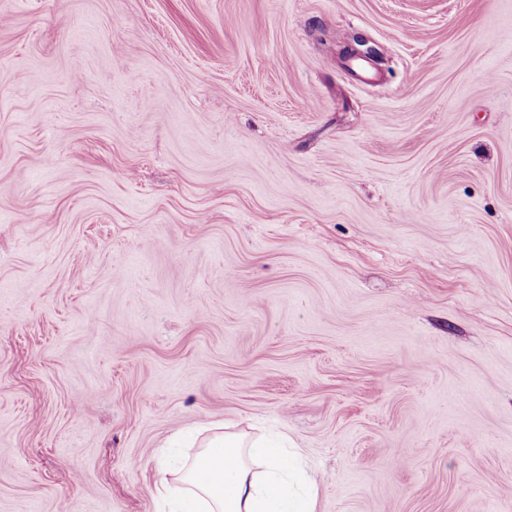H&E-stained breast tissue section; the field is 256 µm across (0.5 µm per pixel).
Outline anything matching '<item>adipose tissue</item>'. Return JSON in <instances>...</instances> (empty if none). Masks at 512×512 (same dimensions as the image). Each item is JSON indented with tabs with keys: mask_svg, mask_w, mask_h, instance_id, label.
I'll return each instance as SVG.
<instances>
[{
	"mask_svg": "<svg viewBox=\"0 0 512 512\" xmlns=\"http://www.w3.org/2000/svg\"><path fill=\"white\" fill-rule=\"evenodd\" d=\"M183 512H316L314 478L295 448L221 434L189 464Z\"/></svg>",
	"mask_w": 512,
	"mask_h": 512,
	"instance_id": "obj_1",
	"label": "adipose tissue"
}]
</instances>
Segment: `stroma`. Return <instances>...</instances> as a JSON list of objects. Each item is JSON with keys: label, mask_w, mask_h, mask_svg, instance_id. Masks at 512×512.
I'll return each instance as SVG.
<instances>
[{"label": "stroma", "mask_w": 512, "mask_h": 512, "mask_svg": "<svg viewBox=\"0 0 512 512\" xmlns=\"http://www.w3.org/2000/svg\"><path fill=\"white\" fill-rule=\"evenodd\" d=\"M224 421L512 512V0H0V512Z\"/></svg>", "instance_id": "stroma-1"}]
</instances>
